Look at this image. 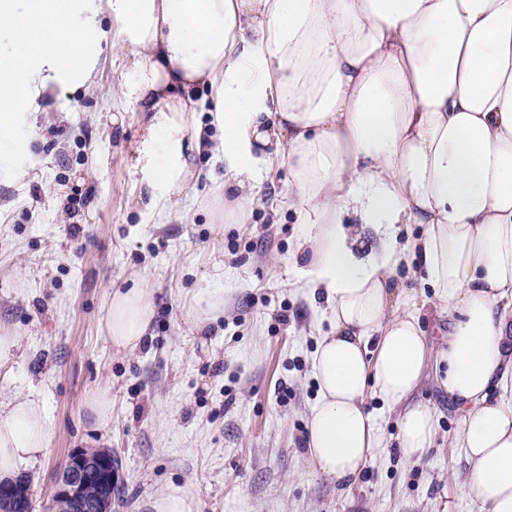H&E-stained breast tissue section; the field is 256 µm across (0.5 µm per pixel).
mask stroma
Instances as JSON below:
<instances>
[{"instance_id": "35a3bbf8", "label": "stroma", "mask_w": 512, "mask_h": 512, "mask_svg": "<svg viewBox=\"0 0 512 512\" xmlns=\"http://www.w3.org/2000/svg\"><path fill=\"white\" fill-rule=\"evenodd\" d=\"M122 64L104 48L92 92L33 103L0 147V330L20 342L0 398H39L52 426L47 455L21 468L34 512H44L76 448L117 458L112 512H151V498L172 485L192 487L194 512H227L240 498L252 512H481L458 484L460 411L431 378L419 396L437 411L436 446L420 460L401 458L387 415V449L352 487L337 491L308 471L310 357L327 324L289 260L297 217L288 169L258 165L263 197L245 224L218 205L213 191L229 170L205 155L168 219L134 206L138 115L112 105ZM215 253L224 256L220 280L210 276ZM135 274L152 289L155 312L146 343L126 356L102 318L109 291ZM217 287L223 314L195 330L190 309ZM99 387L112 396L102 430L85 418Z\"/></svg>"}]
</instances>
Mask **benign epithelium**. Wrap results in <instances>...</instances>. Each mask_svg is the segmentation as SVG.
Masks as SVG:
<instances>
[{
	"label": "benign epithelium",
	"instance_id": "7a95c632",
	"mask_svg": "<svg viewBox=\"0 0 512 512\" xmlns=\"http://www.w3.org/2000/svg\"><path fill=\"white\" fill-rule=\"evenodd\" d=\"M93 476L106 493L92 498L87 494L88 477ZM120 484L118 460L108 449L72 450L55 481L46 512H112V491ZM0 499L19 503L32 512L30 486L19 481H0Z\"/></svg>",
	"mask_w": 512,
	"mask_h": 512
}]
</instances>
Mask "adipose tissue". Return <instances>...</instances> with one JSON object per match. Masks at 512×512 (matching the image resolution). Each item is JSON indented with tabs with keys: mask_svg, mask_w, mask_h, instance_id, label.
I'll use <instances>...</instances> for the list:
<instances>
[{
	"mask_svg": "<svg viewBox=\"0 0 512 512\" xmlns=\"http://www.w3.org/2000/svg\"><path fill=\"white\" fill-rule=\"evenodd\" d=\"M116 44L128 63L115 100L142 115L148 209L166 215L193 185L191 153L214 150L231 173L215 195L244 224L262 192L254 162L288 166L299 277L329 323L311 355L315 474L348 485L374 460L371 397L420 460L436 413L412 396L435 360L462 413L464 495L512 512V0H0V136L38 99L92 85ZM404 224L421 235L400 239ZM367 228L380 246L366 253ZM411 261L430 297L397 282ZM431 310L448 316L435 350ZM153 316L146 284L113 291L115 351L139 350ZM50 441L39 401L0 400V479Z\"/></svg>",
	"mask_w": 512,
	"mask_h": 512,
	"instance_id": "adipose-tissue-1",
	"label": "adipose tissue"
}]
</instances>
